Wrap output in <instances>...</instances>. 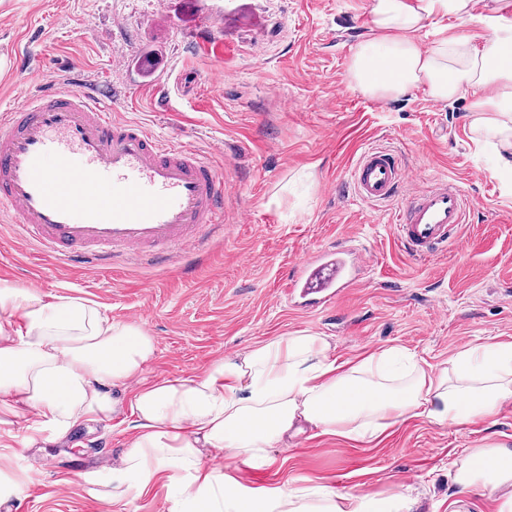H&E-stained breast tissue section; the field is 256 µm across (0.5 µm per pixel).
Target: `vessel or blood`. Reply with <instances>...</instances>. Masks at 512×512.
Instances as JSON below:
<instances>
[{"instance_id": "b4317fda", "label": "vessel or blood", "mask_w": 512, "mask_h": 512, "mask_svg": "<svg viewBox=\"0 0 512 512\" xmlns=\"http://www.w3.org/2000/svg\"><path fill=\"white\" fill-rule=\"evenodd\" d=\"M410 177L396 151L365 149L350 171L355 195L390 205ZM224 172L185 146L118 120L96 84L46 81L0 119V214L65 267L99 269L143 259L191 273L224 236ZM472 202L437 183L403 202L396 235L413 256L456 244ZM365 251L337 240L294 265L287 294L302 310H322L354 285Z\"/></svg>"}]
</instances>
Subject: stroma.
Masks as SVG:
<instances>
[{
  "label": "stroma",
  "instance_id": "obj_1",
  "mask_svg": "<svg viewBox=\"0 0 512 512\" xmlns=\"http://www.w3.org/2000/svg\"><path fill=\"white\" fill-rule=\"evenodd\" d=\"M370 0H0V113L42 75L80 73L107 92L119 119L209 155L234 198L224 239L192 277L178 268L121 261L96 272L59 270L0 219V282L98 304L157 342L146 380L190 377L227 354L306 330L328 337L336 356L396 347L427 368L444 367L470 344L512 341V177L481 151L467 103L434 104L423 91L396 103L350 88L351 46L367 32ZM156 70H139L142 57ZM397 151L413 177L401 194L441 180L473 201L457 246L420 259L396 238L392 209L361 202L349 170L366 147ZM349 237L373 257L357 284L322 311L295 309L286 273L304 255ZM22 425L0 436V478L19 481V512H174L171 482L146 491L114 475L129 422H88L49 448L25 447ZM512 445V404L497 423L460 434L422 418L373 442L302 433L270 464L239 467L244 486L327 483L382 497L409 488L416 512H452L462 499L448 465L482 439Z\"/></svg>",
  "mask_w": 512,
  "mask_h": 512
}]
</instances>
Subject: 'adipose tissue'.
I'll list each match as a JSON object with an SVG mask.
<instances>
[{
    "label": "adipose tissue",
    "instance_id": "adipose-tissue-1",
    "mask_svg": "<svg viewBox=\"0 0 512 512\" xmlns=\"http://www.w3.org/2000/svg\"><path fill=\"white\" fill-rule=\"evenodd\" d=\"M479 0H371L369 33L349 57L348 85L397 102L424 90L441 104L467 100L476 141L512 170V20L480 14ZM483 26L481 37L445 36L448 17ZM433 27L437 39L423 45ZM157 346L140 325L105 317L79 298L0 284V425L26 420L27 445L45 449L86 420L128 414L134 435L114 472L147 487L175 482L178 512H413L403 490L374 497L328 484L285 483L249 490L224 461L259 467L269 451L303 432L373 441L398 421L423 417L468 430L494 424L512 402V342L489 337L430 373L400 349L357 361L332 355L326 337L306 331L258 343L190 378L141 382ZM141 385L131 400L120 391ZM224 453L215 461L212 452ZM461 492L490 497L512 512V448L486 442L453 464Z\"/></svg>",
    "mask_w": 512,
    "mask_h": 512
}]
</instances>
